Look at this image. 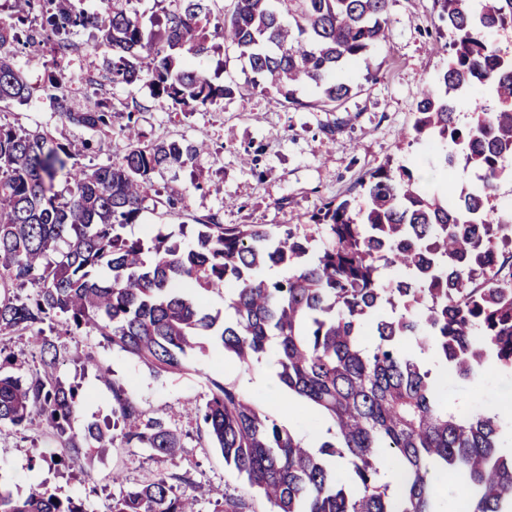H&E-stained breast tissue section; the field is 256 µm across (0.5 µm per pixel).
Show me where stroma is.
<instances>
[{"instance_id": "1", "label": "stroma", "mask_w": 512, "mask_h": 512, "mask_svg": "<svg viewBox=\"0 0 512 512\" xmlns=\"http://www.w3.org/2000/svg\"><path fill=\"white\" fill-rule=\"evenodd\" d=\"M439 6L435 0H393L389 11L391 38L376 53L381 68L375 82L364 83L359 71L351 79L361 89L339 112L316 108L294 109L276 104L256 91H247L215 110L187 114L170 112L154 102L148 86L114 85L111 90L115 114L111 138L93 142L80 161L100 166L117 160L126 148L119 131L125 124L124 106L139 100L147 109L138 122L146 137L155 139H207L211 152L199 163L208 168L209 181L195 188L190 169L156 176L159 197L144 201L136 223L124 228L129 238L165 236L178 231L193 236L198 221L219 214L226 224H309L321 201L357 197L359 183L377 167L407 166L428 192H449V180L476 181L474 170L447 171L444 159L415 143L402 139L415 120L416 101L427 83L433 82L447 64L445 49L449 34H438ZM0 122L30 130L47 129L59 142L88 138L87 131L62 123L48 103L31 100L20 104L0 103ZM253 162L241 163L243 154ZM183 196V208L167 210L161 195ZM49 340L61 347L57 374L81 396L71 427L83 431L94 421L112 413V392L99 381L95 370L83 363L92 354L114 372L145 416L162 417L184 431L183 449L175 459L153 455L146 448H127L114 443L92 460L73 464L65 459L62 443L42 419L25 426H0V485L17 498L47 488L60 499L82 501L86 512H109L119 488L113 472H122L127 484H136L155 474L188 473L187 490L198 498L199 512H213L212 491L241 500L245 512H268L267 502L226 466L218 449L210 447L205 428L196 423L193 408L204 403L212 381L236 383L248 396L268 406L275 419L291 432L303 436L310 427L298 415L284 416L272 405L265 385L264 367L242 372L231 358L219 356V341L205 337L204 351L196 352L182 370L161 375L97 333L65 335L62 326L48 331Z\"/></svg>"}]
</instances>
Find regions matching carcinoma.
I'll return each mask as SVG.
<instances>
[{
    "instance_id": "1",
    "label": "carcinoma",
    "mask_w": 512,
    "mask_h": 512,
    "mask_svg": "<svg viewBox=\"0 0 512 512\" xmlns=\"http://www.w3.org/2000/svg\"><path fill=\"white\" fill-rule=\"evenodd\" d=\"M0 21V100L37 93L15 65L25 54L53 69L43 94L65 123L112 138L106 83H147L174 112L217 106L242 95L228 75L217 84L203 65L216 41L246 62L250 87L276 104L339 110L356 85L351 69L376 80L374 53L388 41L390 0H161L157 29L145 31L133 0H108L102 13L72 0H18ZM451 40L448 63L416 103L411 141L452 145L446 168L473 169L478 181L455 195L425 192L408 168L381 166L361 182L363 201H328L311 217L329 243L291 224L199 222L194 243L123 237L155 189L154 176L192 166L206 141L145 140L133 126L146 109L126 104L127 145L116 161L88 168L77 148L50 132L0 123V339L16 332L41 348V370L3 374L18 357L0 348V425L41 417L64 439L68 459H88L120 440L176 457L182 433L147 418L92 356L85 363L112 385V423L70 431L77 389L57 376L60 354L42 325L64 318L65 334L95 330L160 374L181 367L216 336L249 371L275 357L288 396L333 421L316 448L278 425L233 383L215 385L194 408L212 447L269 503L270 512H504L512 502V452L483 409L448 410L443 392L414 348L431 349L452 376L478 383L490 371L512 374V271L499 279L512 246V211L488 207L497 181L512 174V55L487 40L512 31V0H437ZM39 9L41 21L30 19ZM89 30L112 46L94 95L74 103L61 91L73 33ZM480 89L494 101L457 124L460 99ZM64 177L67 195L55 190ZM106 268L109 276L92 275ZM401 278L383 282L382 270ZM31 286L22 297L18 291ZM201 292L224 293V316L207 312ZM376 337L367 346L366 336ZM402 476L395 493L380 473ZM162 475L121 486L110 512H198L196 499ZM0 512H85L47 489L24 499L0 489Z\"/></svg>"
}]
</instances>
